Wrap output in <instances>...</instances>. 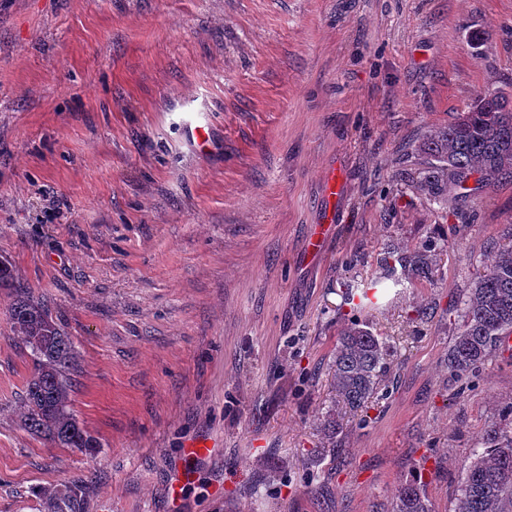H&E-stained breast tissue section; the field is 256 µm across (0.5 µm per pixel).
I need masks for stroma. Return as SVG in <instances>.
Listing matches in <instances>:
<instances>
[{"label": "stroma", "mask_w": 512, "mask_h": 512, "mask_svg": "<svg viewBox=\"0 0 512 512\" xmlns=\"http://www.w3.org/2000/svg\"><path fill=\"white\" fill-rule=\"evenodd\" d=\"M512 95V0H0V260L72 338V409L96 453L25 430L33 370L0 288V512L81 486L85 512H393L422 474L454 512L464 465L512 403V350L467 386L448 349L477 276L512 245V177L440 206L411 187L429 131ZM213 149L192 150L184 102ZM343 192L324 257L304 242ZM448 240L377 310L344 283ZM359 318L396 383L320 423ZM208 450L180 496L171 483ZM186 140L198 148L207 147L212 142L213 123L207 112H197L182 126Z\"/></svg>", "instance_id": "35a3bbf8"}]
</instances>
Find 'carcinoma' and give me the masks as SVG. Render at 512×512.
Wrapping results in <instances>:
<instances>
[{
	"instance_id": "cac0c4a2",
	"label": "carcinoma",
	"mask_w": 512,
	"mask_h": 512,
	"mask_svg": "<svg viewBox=\"0 0 512 512\" xmlns=\"http://www.w3.org/2000/svg\"><path fill=\"white\" fill-rule=\"evenodd\" d=\"M419 150L430 157L428 170L413 188L439 204L448 191H467L477 175L485 187L512 174V96L491 92L457 114L448 126L425 136ZM444 251L428 241L396 269L386 265L385 282L355 281L346 285L345 300L371 307L380 288H405L414 276L427 275L435 256ZM0 288L16 289L8 311L11 332L30 350L33 371L26 382L20 413L23 426L62 448L90 452L95 438L71 409L69 371L76 366L73 342L52 314L20 289L11 264L0 261ZM512 332V246L495 255L470 288L464 301L463 324L448 349V370L463 378L478 373L496 350L500 336ZM395 356L390 341L365 321H354L341 332L328 367L336 392L335 406L352 412L386 395L382 382ZM44 512H82L76 485L49 486L42 491ZM395 512H431L421 481L413 478L399 488ZM455 512H512V420L487 434L460 486Z\"/></svg>"
}]
</instances>
